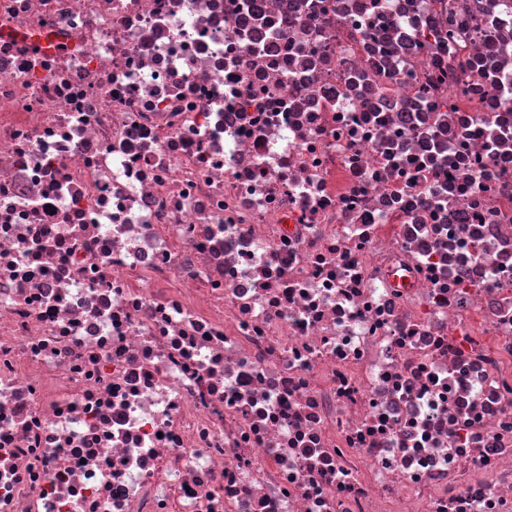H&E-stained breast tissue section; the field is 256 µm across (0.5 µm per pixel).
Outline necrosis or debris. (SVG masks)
I'll return each mask as SVG.
<instances>
[{"label":"necrosis or debris","instance_id":"1","mask_svg":"<svg viewBox=\"0 0 512 512\" xmlns=\"http://www.w3.org/2000/svg\"><path fill=\"white\" fill-rule=\"evenodd\" d=\"M512 0H0V512H512Z\"/></svg>","mask_w":512,"mask_h":512}]
</instances>
